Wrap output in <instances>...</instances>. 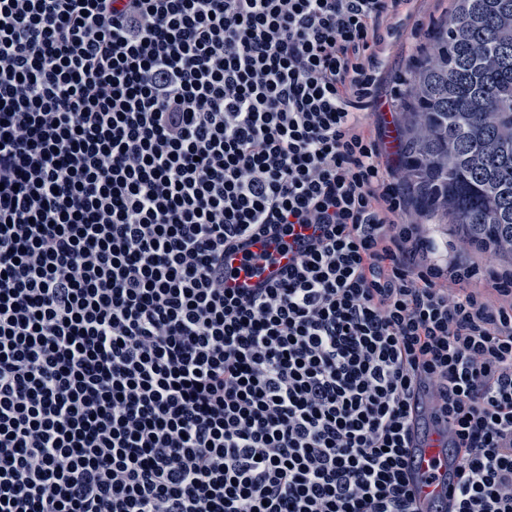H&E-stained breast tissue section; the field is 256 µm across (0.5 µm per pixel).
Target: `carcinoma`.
<instances>
[{"label": "carcinoma", "instance_id": "cac0c4a2", "mask_svg": "<svg viewBox=\"0 0 512 512\" xmlns=\"http://www.w3.org/2000/svg\"><path fill=\"white\" fill-rule=\"evenodd\" d=\"M410 72L402 161L423 218L512 247V0H453Z\"/></svg>", "mask_w": 512, "mask_h": 512}]
</instances>
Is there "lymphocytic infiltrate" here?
<instances>
[{
	"instance_id": "f902f5d3",
	"label": "lymphocytic infiltrate",
	"mask_w": 512,
	"mask_h": 512,
	"mask_svg": "<svg viewBox=\"0 0 512 512\" xmlns=\"http://www.w3.org/2000/svg\"><path fill=\"white\" fill-rule=\"evenodd\" d=\"M417 0H0V512H512V272L401 203ZM313 229L240 295L224 253ZM438 414L436 397L424 389L413 412L410 445L414 448L410 485L420 510L449 499L457 481L458 462L448 455L453 432Z\"/></svg>"
}]
</instances>
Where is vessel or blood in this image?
I'll return each mask as SVG.
<instances>
[{
  "instance_id": "b4317fda",
  "label": "vessel or blood",
  "mask_w": 512,
  "mask_h": 512,
  "mask_svg": "<svg viewBox=\"0 0 512 512\" xmlns=\"http://www.w3.org/2000/svg\"><path fill=\"white\" fill-rule=\"evenodd\" d=\"M288 263L285 248L263 242H249L224 260L228 285L256 288L268 279L280 277ZM453 432L439 415V405L430 390H423L413 412L411 445L413 461L410 485L420 512L446 501L456 485L458 462L449 456Z\"/></svg>"
}]
</instances>
